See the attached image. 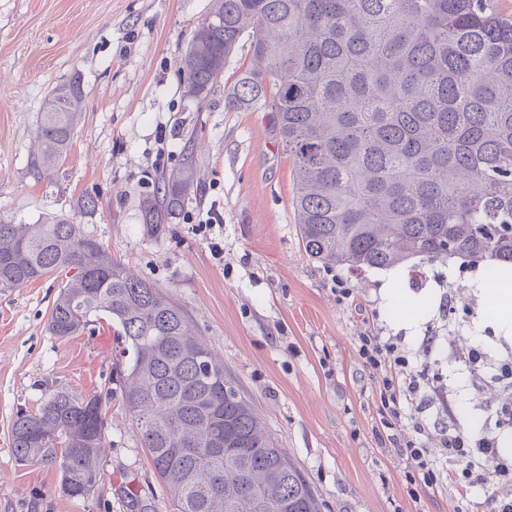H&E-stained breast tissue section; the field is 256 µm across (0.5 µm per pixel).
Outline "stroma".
I'll return each mask as SVG.
<instances>
[{
  "instance_id": "stroma-1",
  "label": "stroma",
  "mask_w": 512,
  "mask_h": 512,
  "mask_svg": "<svg viewBox=\"0 0 512 512\" xmlns=\"http://www.w3.org/2000/svg\"><path fill=\"white\" fill-rule=\"evenodd\" d=\"M212 0H0V219L35 224L63 216L81 224L133 273L170 294L224 361L268 429L317 493L322 512H481L488 482L470 500L454 488L415 501L406 462L381 450L375 378L355 338L400 337L415 366L447 375V406L470 443L499 407L498 384L473 389L447 348L416 349L424 335L456 336L488 354L511 347L471 288L477 268L439 260L403 266L391 290L382 273L327 269L302 245L293 207V161L271 113L230 110L226 93L252 59L241 40L204 103L183 94L182 62ZM80 76L85 95L69 156L51 179L30 161L45 99ZM193 185L169 223L146 224L140 202L164 178ZM94 198V211L81 203ZM222 216L207 225L209 214ZM67 277L55 273L0 292V512H173L120 401L108 409V446L97 493L72 499L59 474L16 462L11 423L67 389L105 392L119 357L109 321L75 335L48 330ZM352 289L342 298L340 289ZM425 307L423 316L408 311Z\"/></svg>"
}]
</instances>
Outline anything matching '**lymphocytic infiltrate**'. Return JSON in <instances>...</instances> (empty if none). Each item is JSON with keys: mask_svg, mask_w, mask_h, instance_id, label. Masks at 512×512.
Here are the masks:
<instances>
[{"mask_svg": "<svg viewBox=\"0 0 512 512\" xmlns=\"http://www.w3.org/2000/svg\"><path fill=\"white\" fill-rule=\"evenodd\" d=\"M355 342L362 369L378 378L375 398L381 429L408 463V496L417 500L422 494L447 485L465 496L493 477L498 493L485 500L484 512H512V458L499 454L493 436H485L473 446L454 422L446 421L438 429V449L418 443V436L424 435L427 427L418 417L406 415L405 408H429L443 402L448 385L442 377L416 370L397 337L370 332L356 337ZM401 427L411 431V438H398L396 431Z\"/></svg>", "mask_w": 512, "mask_h": 512, "instance_id": "obj_1", "label": "lymphocytic infiltrate"}]
</instances>
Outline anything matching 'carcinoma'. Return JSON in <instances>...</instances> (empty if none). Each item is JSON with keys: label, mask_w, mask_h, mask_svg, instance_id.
Segmentation results:
<instances>
[{"label": "carcinoma", "mask_w": 512, "mask_h": 512, "mask_svg": "<svg viewBox=\"0 0 512 512\" xmlns=\"http://www.w3.org/2000/svg\"><path fill=\"white\" fill-rule=\"evenodd\" d=\"M248 37L253 64L224 104L274 114L293 160L306 253L365 272L456 256L500 263L512 289V16L495 0H213L184 58L199 102ZM84 93L77 77L47 96L34 174L66 161ZM191 188L183 172L142 199L164 224ZM71 273L48 330L72 336L104 315L117 327L118 389L46 396L11 425L18 462L98 484L106 404L119 397L174 512H320L316 495L161 289L112 260L68 218L0 219V291ZM224 428L217 455L211 415Z\"/></svg>", "instance_id": "cac0c4a2"}]
</instances>
